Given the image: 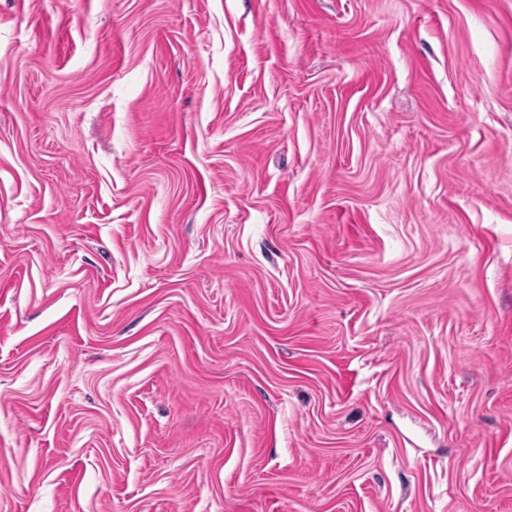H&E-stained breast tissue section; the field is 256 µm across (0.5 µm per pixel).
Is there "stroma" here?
Here are the masks:
<instances>
[{
  "label": "stroma",
  "instance_id": "1",
  "mask_svg": "<svg viewBox=\"0 0 512 512\" xmlns=\"http://www.w3.org/2000/svg\"><path fill=\"white\" fill-rule=\"evenodd\" d=\"M0 512H512V0H0Z\"/></svg>",
  "mask_w": 512,
  "mask_h": 512
}]
</instances>
